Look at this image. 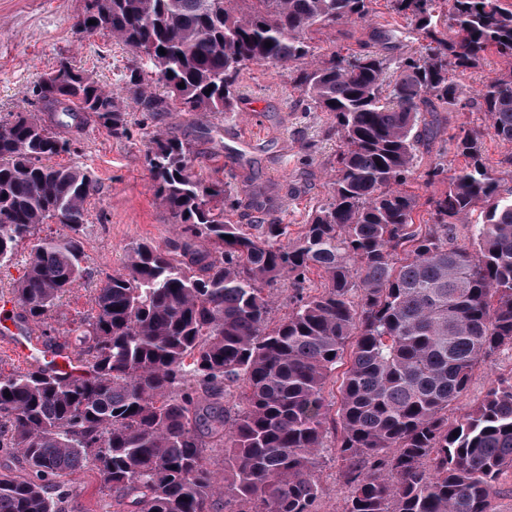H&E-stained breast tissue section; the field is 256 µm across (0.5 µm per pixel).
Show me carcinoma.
Returning <instances> with one entry per match:
<instances>
[{"label": "carcinoma", "mask_w": 512, "mask_h": 512, "mask_svg": "<svg viewBox=\"0 0 512 512\" xmlns=\"http://www.w3.org/2000/svg\"><path fill=\"white\" fill-rule=\"evenodd\" d=\"M387 2L419 43L393 68L376 50L324 56L309 37L367 21L371 0H88L76 26L136 53L125 91L140 111L168 112L172 99L181 112H231L244 68L305 61L299 88L333 119L341 149L329 200L290 239L286 224L253 235L232 223L224 182L202 183L188 143L154 136L148 163L181 245L140 244L106 276L95 314L64 331L83 355L71 371H0V452L24 471L0 469V512H65L89 466L113 512H317L331 424L351 487L342 512H497L512 471V375L452 425L448 407L479 362L512 347V186L484 163V132L465 125L448 134L464 165L430 170L448 188L428 200L426 224L404 186L442 105L484 113L512 143V0ZM490 51L507 69L464 97L457 79ZM55 72L33 90L46 117L0 120V266L42 224L72 231L37 239L12 289L54 344L58 302L88 276L78 232L99 186L47 160L68 151L82 114L125 130L119 93L69 59ZM456 224L472 225L478 250L452 242ZM201 236L211 249L196 247ZM313 268L324 289L306 295ZM283 278L295 294L275 321L270 287ZM353 336L332 419L325 383ZM213 445L225 448L221 475L206 463Z\"/></svg>", "instance_id": "cac0c4a2"}]
</instances>
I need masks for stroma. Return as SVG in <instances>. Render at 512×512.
Masks as SVG:
<instances>
[{
    "label": "stroma",
    "instance_id": "35a3bbf8",
    "mask_svg": "<svg viewBox=\"0 0 512 512\" xmlns=\"http://www.w3.org/2000/svg\"><path fill=\"white\" fill-rule=\"evenodd\" d=\"M83 0H0V118L33 112L38 103L32 90L45 73L61 59L72 60L101 84L117 90L125 87L133 53L108 32L86 35L75 22ZM389 30L395 36L386 44L387 57L416 50L408 24L388 8L387 0H373L366 23L326 26L313 34L320 53L362 50L373 29ZM295 68L252 65L244 69L234 86L236 108L219 112H141L124 101L126 130L112 132L98 122L69 135L70 149L55 157L58 165L89 170L97 178L99 192L85 212L79 232L83 264L90 278L67 293L59 303L54 325L69 324L94 312L93 297L106 275L121 271L132 246L148 244L170 249L180 242L179 230L168 210L156 198L147 154L152 137L162 130L189 142L192 170L205 183L223 179L235 204L228 216L245 232L257 224L279 222L290 236H298L313 210L330 196L340 140L326 113L310 110L295 81ZM440 131L425 137L415 160L409 185L421 205L416 223L429 215L428 199L439 196L446 182L429 177L437 158L449 168L463 161L448 150L451 128L465 124L484 125L480 112H443ZM254 127L263 141L254 149L227 153V133L237 127ZM512 373V348L503 347L479 363L462 397L448 409L449 421L470 413L484 399L489 383ZM334 437H327L322 453L319 481L323 494L318 512H341L349 493L337 462ZM96 469H85L66 498L67 512H112V498L101 491Z\"/></svg>",
    "mask_w": 512,
    "mask_h": 512
}]
</instances>
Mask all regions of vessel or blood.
Here are the masks:
<instances>
[{
	"mask_svg": "<svg viewBox=\"0 0 512 512\" xmlns=\"http://www.w3.org/2000/svg\"><path fill=\"white\" fill-rule=\"evenodd\" d=\"M0 347L25 362L46 368L68 369L73 360L69 350H50L34 336L24 324L12 297L0 298Z\"/></svg>",
	"mask_w": 512,
	"mask_h": 512,
	"instance_id": "vessel-or-blood-1",
	"label": "vessel or blood"
}]
</instances>
